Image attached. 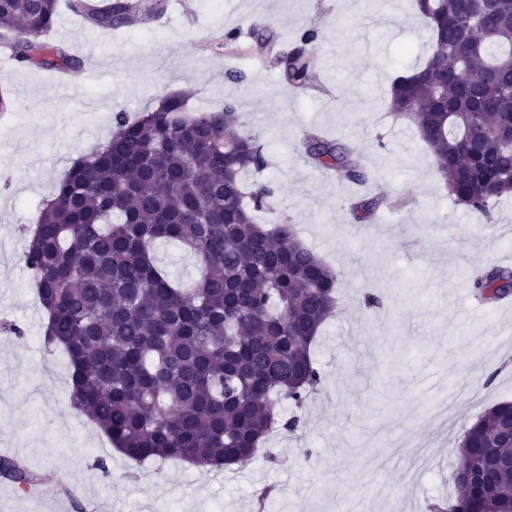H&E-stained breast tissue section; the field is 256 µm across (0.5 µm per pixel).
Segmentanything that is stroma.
<instances>
[{
    "mask_svg": "<svg viewBox=\"0 0 512 512\" xmlns=\"http://www.w3.org/2000/svg\"><path fill=\"white\" fill-rule=\"evenodd\" d=\"M164 0L163 14L133 26L94 29L60 6L53 42L82 69L73 86L53 71L11 65L4 78L19 110L0 136V457L34 474L29 490L0 477V512H338L344 497L363 512H426L447 497L464 430L512 401V309L474 308L475 274L512 259V198L492 221L457 205L415 129L388 111L394 74L423 64L429 35L413 0ZM281 41L317 28L313 63L322 91L289 85L253 27ZM235 33L225 42L227 33ZM243 81L227 78L228 70ZM189 94V107L239 104L242 129L270 159L248 184L273 183L278 217L340 275L336 314L311 355L323 375L296 432L264 456L229 469L180 461L137 462L68 402L65 360L44 343V313L21 256V226L81 155L115 130L110 116ZM317 127L355 146L365 185L339 182L305 162L301 140ZM406 200L369 224L344 201L357 193ZM383 304L368 309L364 293Z\"/></svg>",
    "mask_w": 512,
    "mask_h": 512,
    "instance_id": "1",
    "label": "stroma"
}]
</instances>
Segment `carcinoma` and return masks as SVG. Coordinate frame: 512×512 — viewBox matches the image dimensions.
I'll return each instance as SVG.
<instances>
[{
	"label": "carcinoma",
	"mask_w": 512,
	"mask_h": 512,
	"mask_svg": "<svg viewBox=\"0 0 512 512\" xmlns=\"http://www.w3.org/2000/svg\"><path fill=\"white\" fill-rule=\"evenodd\" d=\"M68 0L92 28L142 20L136 0ZM431 35L422 66L399 72L390 111L413 124L437 158L445 189L478 216L512 197V0H414ZM59 0H0V41L14 60L76 72L81 63L44 36ZM295 88L318 85L314 28L288 46L268 26L254 32ZM77 159L24 235L23 260L44 310L45 343L62 350L69 403L133 460L190 462L212 470L250 461L278 430L295 431L282 401L302 406L323 377L311 357L336 308L339 274L283 219L261 224L274 189L246 193L242 174L270 165L259 139L238 130L226 103L192 112L182 94L133 116ZM312 165L354 184L367 179L361 154L317 129L306 131ZM384 199L357 195L358 223ZM177 242L198 275L173 283L154 244ZM472 287L485 303L512 295V271L492 267ZM456 482L471 493L431 512H512V402L466 428ZM17 485L32 477L0 459Z\"/></svg>",
	"instance_id": "obj_1"
}]
</instances>
